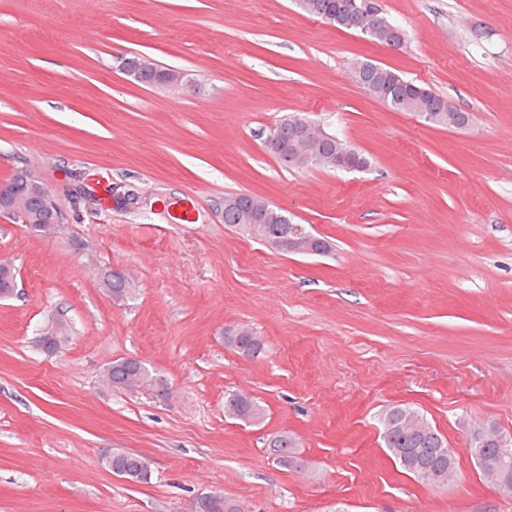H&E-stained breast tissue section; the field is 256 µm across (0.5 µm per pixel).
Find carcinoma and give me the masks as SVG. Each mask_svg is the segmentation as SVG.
<instances>
[{"label":"carcinoma","instance_id":"obj_1","mask_svg":"<svg viewBox=\"0 0 512 512\" xmlns=\"http://www.w3.org/2000/svg\"><path fill=\"white\" fill-rule=\"evenodd\" d=\"M296 2L307 15L319 19L328 15L338 29L359 31L382 45H393L398 32L402 31V27L393 23L385 12L367 18L352 13L349 9L350 0ZM358 67L363 69L364 89L370 95L400 112H427L432 115L429 123L448 126V110L454 108V105L446 97L405 79L395 70L374 60H362ZM268 150L287 168L315 167L343 171L347 164L364 170L371 165L366 154L335 135L323 139L317 155L310 162L296 158L292 139L286 132L270 143ZM227 199L236 202V206L225 212L224 223L260 241L284 235L286 226L269 214L261 216L256 222V233L253 232L252 224L242 219V214L252 210L254 203L265 205L266 200L244 193L229 195ZM102 285L111 288L112 294L122 299L131 297L133 293V285L120 276H114L112 281H104ZM224 345L250 358H257L265 351L262 338L250 328L240 325L224 328ZM104 381L112 389L132 390L161 384L164 379L156 371L146 366L141 367L134 360L120 358L105 369ZM224 411L228 416L250 425H261L266 418L265 409L259 402L242 393L228 394L224 400ZM378 422L385 447L404 471L429 485L437 481L446 485L455 480V452L449 448L447 439L417 410L407 405H392L379 414ZM268 452L283 469L298 470L303 467V461L295 451L294 441L286 432L271 436ZM469 453L481 473L497 490L504 496L512 497V447L498 448L491 442L485 444L480 452L472 446ZM102 463L130 482L146 483L152 475V460L138 453L114 450L102 457ZM194 512H243V507L236 499L217 492H207L203 498L195 500Z\"/></svg>","mask_w":512,"mask_h":512}]
</instances>
